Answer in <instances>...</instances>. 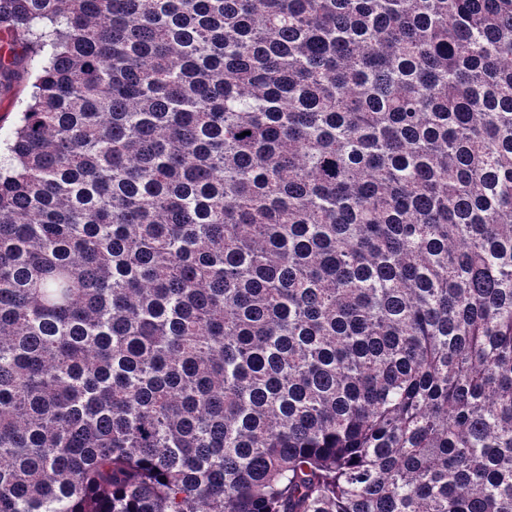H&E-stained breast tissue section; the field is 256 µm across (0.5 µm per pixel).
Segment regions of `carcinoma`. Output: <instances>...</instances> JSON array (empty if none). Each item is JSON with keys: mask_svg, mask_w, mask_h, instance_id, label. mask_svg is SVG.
Masks as SVG:
<instances>
[{"mask_svg": "<svg viewBox=\"0 0 512 512\" xmlns=\"http://www.w3.org/2000/svg\"><path fill=\"white\" fill-rule=\"evenodd\" d=\"M0 512H512V0H0ZM33 77L21 74L11 85L10 89H0V157L2 162L7 157L5 140L8 139L19 124L20 112L30 99Z\"/></svg>", "mask_w": 512, "mask_h": 512, "instance_id": "cac0c4a2", "label": "carcinoma"}]
</instances>
